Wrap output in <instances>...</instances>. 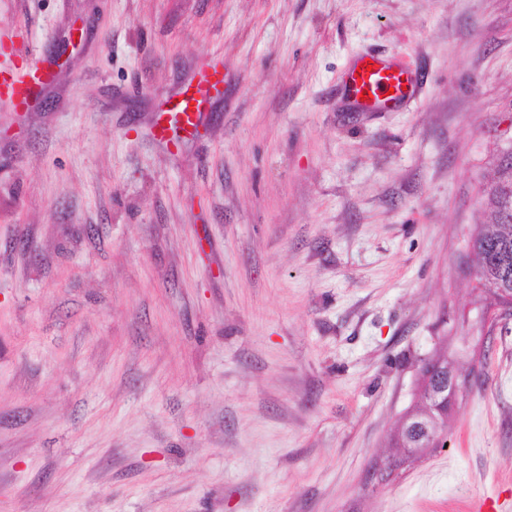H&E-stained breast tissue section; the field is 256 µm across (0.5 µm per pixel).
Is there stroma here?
Instances as JSON below:
<instances>
[{"mask_svg": "<svg viewBox=\"0 0 512 512\" xmlns=\"http://www.w3.org/2000/svg\"><path fill=\"white\" fill-rule=\"evenodd\" d=\"M416 100L356 112L358 54ZM0 512H512V315L467 242L512 0H0ZM222 62L197 131L163 100ZM468 388L385 468L423 359ZM38 69L31 71L30 78L0 72V93L13 100L19 111H26L39 95L42 77Z\"/></svg>", "mask_w": 512, "mask_h": 512, "instance_id": "stroma-1", "label": "stroma"}]
</instances>
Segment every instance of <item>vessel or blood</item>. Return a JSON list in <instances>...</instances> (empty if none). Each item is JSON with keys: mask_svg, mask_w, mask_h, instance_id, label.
<instances>
[{"mask_svg": "<svg viewBox=\"0 0 512 512\" xmlns=\"http://www.w3.org/2000/svg\"><path fill=\"white\" fill-rule=\"evenodd\" d=\"M41 82V74L35 71L26 78L0 72V94L12 99L17 110L24 111L37 98ZM221 82L219 70H203L192 90L186 91L181 98L166 100L157 137L167 138L170 131L176 129L185 132L195 129L204 100ZM417 89V77L410 69L376 54L359 55L343 78L345 97L362 112L397 110L415 97Z\"/></svg>", "mask_w": 512, "mask_h": 512, "instance_id": "b4317fda", "label": "vessel or blood"}]
</instances>
